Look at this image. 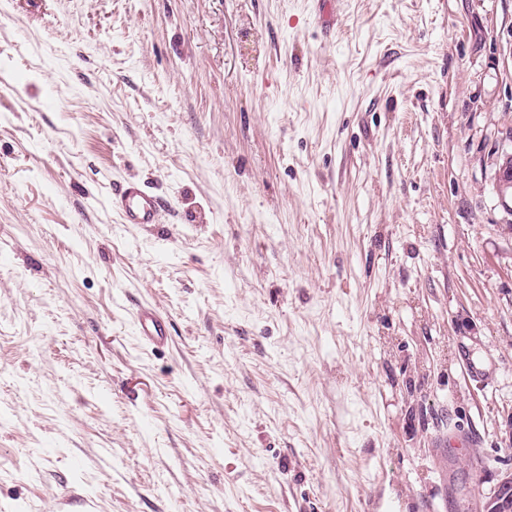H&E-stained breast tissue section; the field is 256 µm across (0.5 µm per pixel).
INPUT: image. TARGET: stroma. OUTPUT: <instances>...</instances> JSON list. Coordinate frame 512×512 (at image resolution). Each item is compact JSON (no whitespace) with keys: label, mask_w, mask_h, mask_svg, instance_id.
<instances>
[{"label":"stroma","mask_w":512,"mask_h":512,"mask_svg":"<svg viewBox=\"0 0 512 512\" xmlns=\"http://www.w3.org/2000/svg\"><path fill=\"white\" fill-rule=\"evenodd\" d=\"M331 8L0 0V512H479L512 471V0ZM112 205L119 211L125 224L150 225L158 222L161 200L139 184L127 182L112 197ZM135 326L139 336L148 345H157L167 339L168 321L161 314L151 310H139L136 314Z\"/></svg>","instance_id":"stroma-1"}]
</instances>
